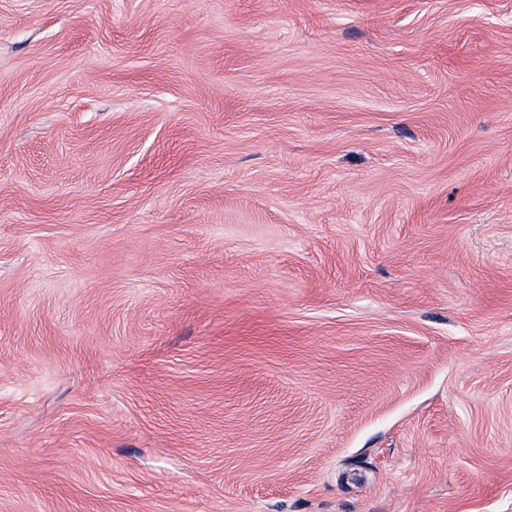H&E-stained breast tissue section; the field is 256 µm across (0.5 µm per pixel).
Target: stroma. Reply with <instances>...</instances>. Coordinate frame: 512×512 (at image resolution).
<instances>
[{
    "instance_id": "stroma-1",
    "label": "stroma",
    "mask_w": 512,
    "mask_h": 512,
    "mask_svg": "<svg viewBox=\"0 0 512 512\" xmlns=\"http://www.w3.org/2000/svg\"><path fill=\"white\" fill-rule=\"evenodd\" d=\"M0 512H512V0H0Z\"/></svg>"
}]
</instances>
